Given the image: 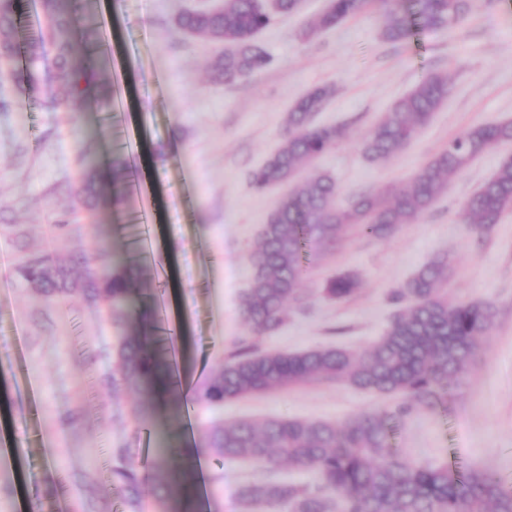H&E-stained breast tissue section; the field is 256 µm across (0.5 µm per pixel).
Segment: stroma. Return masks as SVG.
<instances>
[{"label":"stroma","mask_w":512,"mask_h":512,"mask_svg":"<svg viewBox=\"0 0 512 512\" xmlns=\"http://www.w3.org/2000/svg\"><path fill=\"white\" fill-rule=\"evenodd\" d=\"M469 3L453 30L423 29L392 44L381 36L376 11L304 39L303 29L327 0H299L295 12L276 16L259 35L271 64L224 84L209 75L215 46L175 30L182 12L210 7L212 0H151L145 13L137 0H79L80 16H92L100 32H117L119 44L97 54L76 44L77 64L93 75L92 93L78 111L57 108L54 88L29 96L16 79L24 65L13 64V76L0 78V225L39 228L21 240L0 232V253L15 260L21 251L46 248L65 263L103 252L125 259L143 271L134 296L147 313L141 340L161 354L188 336L194 345L191 366L178 375V402L164 393L112 391L99 378L112 368L116 331L97 308L76 293L47 303L13 273L0 280V404L13 413L0 426V512H127L110 478L113 448H129L141 471H149L164 431L182 427L197 387L239 346L261 352L367 347L396 310L393 292L437 255L453 267L449 299L492 303L498 316L454 397L406 419L395 446L417 462L483 467L512 481V211L484 233L461 219L469 198L512 156V142L479 155L449 180L430 212L391 239L350 232L336 249L313 252L301 285L304 301L290 305L277 330L254 335L239 308L249 254L288 191L284 185L255 191L250 173L278 148L302 95L330 91L313 122L344 134L301 175L334 177L341 205L355 193L409 180L470 127L512 120V0ZM432 72L447 73V102L402 152L368 159L364 136ZM120 156L129 172L126 195L116 204L108 175ZM88 158L104 178L95 217H78L68 239L57 242L52 226L70 208ZM167 223L178 227L176 265L162 271L137 250L127 228L150 227L160 250ZM341 272L358 274L361 288L343 300L327 297V280ZM145 404L150 412L143 416ZM396 404L346 384L320 383L228 401L217 412L197 408L196 425L202 432L217 419L285 417L339 425ZM200 462L207 512H240L236 491L244 483L315 482L308 470L222 462L204 451L183 460L192 467Z\"/></svg>","instance_id":"obj_1"}]
</instances>
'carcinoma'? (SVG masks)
Instances as JSON below:
<instances>
[{"label": "carcinoma", "mask_w": 512, "mask_h": 512, "mask_svg": "<svg viewBox=\"0 0 512 512\" xmlns=\"http://www.w3.org/2000/svg\"><path fill=\"white\" fill-rule=\"evenodd\" d=\"M15 0H0V57L17 52ZM371 8L383 14L382 38L398 43L419 27L452 28L470 11L469 0H328L326 8L307 29L311 39L321 31ZM43 22L30 36L24 82L34 92L42 82L45 49L53 53L55 83L65 91L57 105L67 112L78 109L92 75L76 66L74 47L79 18L71 0H42ZM274 16L263 0H224L214 11L179 15L177 29L191 37L220 46L210 63L214 79L231 83L258 74L270 58L257 40ZM448 75H426L372 128L364 152L385 160L413 142L448 100ZM329 90L307 92L288 112L278 150L251 174L257 192L272 184L293 181L342 136L334 126H316ZM512 142V121L473 126L448 141V147L410 180L382 192H361L349 203H336L335 180L314 174L283 195L262 225L251 254L249 288L241 298V315L256 334L272 332L287 317L288 304L302 300L300 283L307 273L309 249L334 243L351 228L367 238H392L403 224L427 214L446 191L448 179L489 148ZM99 201L98 169L89 161L73 205L59 217L54 230L59 240L71 229L70 216L92 211ZM512 210V156L470 197L463 219L479 231L490 229ZM54 250L25 253L17 267L20 279L42 284L55 297L69 291L67 272L58 265ZM450 274L446 256L423 265L394 292L400 308L385 333L362 351L343 347L313 348L298 352H253L241 348L216 368L195 393L196 404L218 409L224 402L267 391L329 381L346 383L379 396H402L406 402L392 411H364L341 426L321 420L280 418L242 419L216 423L202 436V447L226 461L248 460L261 468L282 464L310 468L313 485L287 482L247 484L236 498L248 512H512V484L494 471L459 470L446 463L431 466L411 461L393 448L396 429L416 409L433 410L447 402L461 384L482 348L483 337L497 311L486 302H450L444 292ZM358 277L340 273L324 293L342 299L356 292ZM78 291L99 307L121 331L115 362L108 380L112 390L143 393L161 375L162 388H176L171 362L149 354L133 331L137 312L129 309L133 293L125 267L104 259L85 265ZM168 451L144 478L131 462L129 449L113 451L112 484L123 493L130 512H138L150 493L161 512L189 507L180 492L190 477H180L167 466Z\"/></svg>", "instance_id": "1"}]
</instances>
